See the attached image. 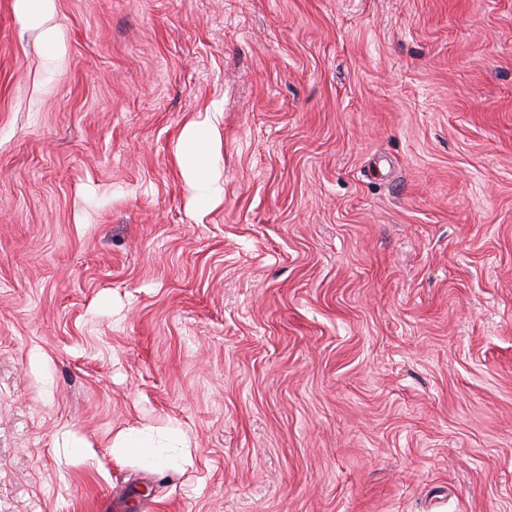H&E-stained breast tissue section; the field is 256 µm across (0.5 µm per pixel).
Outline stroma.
Segmentation results:
<instances>
[{
    "label": "stroma",
    "mask_w": 512,
    "mask_h": 512,
    "mask_svg": "<svg viewBox=\"0 0 512 512\" xmlns=\"http://www.w3.org/2000/svg\"><path fill=\"white\" fill-rule=\"evenodd\" d=\"M13 2L0 512H512V0ZM14 11L24 25L38 30L45 41L54 40L55 30L51 23L55 0H14ZM182 169L187 185L198 197L211 199L223 193L224 187L218 177L202 173L200 159L196 153H189L188 156L183 157Z\"/></svg>",
    "instance_id": "1"
}]
</instances>
